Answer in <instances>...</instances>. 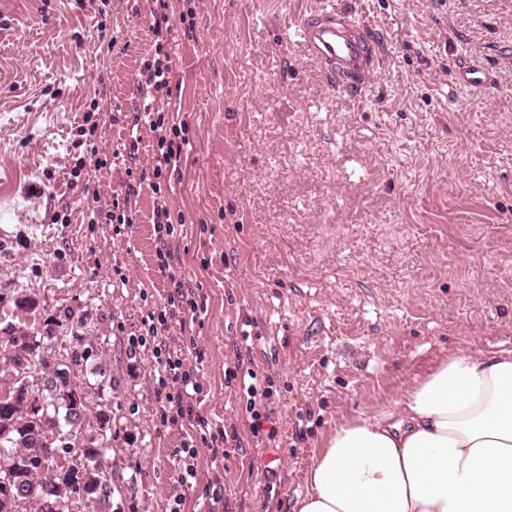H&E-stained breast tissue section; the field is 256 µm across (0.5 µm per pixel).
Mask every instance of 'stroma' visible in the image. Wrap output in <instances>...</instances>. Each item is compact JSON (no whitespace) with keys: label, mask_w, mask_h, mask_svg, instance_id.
<instances>
[{"label":"stroma","mask_w":512,"mask_h":512,"mask_svg":"<svg viewBox=\"0 0 512 512\" xmlns=\"http://www.w3.org/2000/svg\"><path fill=\"white\" fill-rule=\"evenodd\" d=\"M166 2L159 36L157 0H0V298L40 301L5 319L56 321L43 356L57 367L86 356L71 379L110 417L112 496L94 512H169L178 494L182 512H293L343 418L393 409L448 354L512 349V0H334L380 46L357 101L289 33L326 0ZM160 49L171 93L157 107L190 145L156 194L140 181L158 134L135 119ZM470 58L490 86L458 82ZM124 198L128 224L112 218ZM173 273L199 311L151 332ZM159 340L229 436L198 445L186 490ZM153 224L158 225V246H157V255L158 258L162 261L161 270L166 272L168 270L169 273H172L171 263L173 262L174 258L171 252L170 244L167 242V239L165 236H169L170 234V228L169 224H172L171 222V215L169 212V209L167 206H157L154 209L153 212ZM165 231V234L163 233Z\"/></svg>","instance_id":"obj_1"}]
</instances>
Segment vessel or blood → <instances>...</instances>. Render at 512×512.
<instances>
[{"label":"vessel or blood","mask_w":512,"mask_h":512,"mask_svg":"<svg viewBox=\"0 0 512 512\" xmlns=\"http://www.w3.org/2000/svg\"><path fill=\"white\" fill-rule=\"evenodd\" d=\"M294 34L336 89L354 97L368 87L379 54L364 21L344 9L320 6L296 20ZM458 73L471 86L483 87L491 81L487 71L469 60L459 63Z\"/></svg>","instance_id":"1"}]
</instances>
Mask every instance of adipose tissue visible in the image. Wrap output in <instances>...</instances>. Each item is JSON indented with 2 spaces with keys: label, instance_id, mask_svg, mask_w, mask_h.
I'll return each mask as SVG.
<instances>
[{
  "label": "adipose tissue",
  "instance_id": "adipose-tissue-1",
  "mask_svg": "<svg viewBox=\"0 0 512 512\" xmlns=\"http://www.w3.org/2000/svg\"><path fill=\"white\" fill-rule=\"evenodd\" d=\"M293 512H512V351L457 352L342 421Z\"/></svg>",
  "mask_w": 512,
  "mask_h": 512
}]
</instances>
